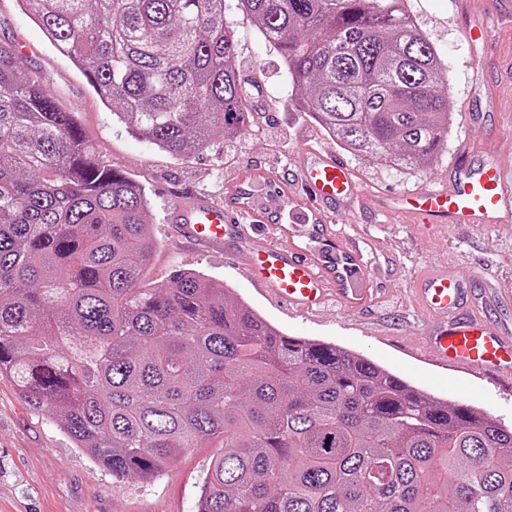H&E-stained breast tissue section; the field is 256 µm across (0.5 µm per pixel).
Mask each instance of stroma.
Segmentation results:
<instances>
[{
	"mask_svg": "<svg viewBox=\"0 0 512 512\" xmlns=\"http://www.w3.org/2000/svg\"><path fill=\"white\" fill-rule=\"evenodd\" d=\"M408 9L447 71L453 118L448 138L423 169L399 171L343 155L359 185L360 202L349 214L313 213L305 221L292 216L304 197L297 169L310 154L336 155L340 148L294 108L278 53L237 0H225L224 15L248 92L249 128L217 139L207 153L187 160L157 150L113 122L82 74L55 51L16 0H0V45L19 54L53 96L77 114L103 164L134 176L147 189V220L158 247L146 282L160 285L175 269H197L224 281L288 335L364 355L436 397L475 406L510 425L512 380L428 363L423 345L428 320L415 307L413 282L437 268L464 272L476 285L474 304L490 307L494 319L512 331V223L430 233L408 224L396 210L367 209L362 201L445 181L460 155L512 158V0H408ZM474 25L485 29V41H470L467 31ZM465 111L478 113V121L460 125ZM257 175L284 191L289 215L261 216L244 204L239 212L245 220L314 255L324 245L341 252L346 241H354L361 268L353 280L364 288V300L351 303L334 293L315 312L285 310L254 285L244 250L205 251L177 237L168 213L183 191L222 203ZM220 446V440H203L151 480L115 477L75 448L46 413L32 409L10 381L0 379V512H197L203 474Z\"/></svg>",
	"mask_w": 512,
	"mask_h": 512,
	"instance_id": "35a3bbf8",
	"label": "stroma"
}]
</instances>
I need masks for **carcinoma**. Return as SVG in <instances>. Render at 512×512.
Masks as SVG:
<instances>
[{"instance_id":"cac0c4a2","label":"carcinoma","mask_w":512,"mask_h":512,"mask_svg":"<svg viewBox=\"0 0 512 512\" xmlns=\"http://www.w3.org/2000/svg\"><path fill=\"white\" fill-rule=\"evenodd\" d=\"M112 116L176 159L250 120L224 0H20ZM352 155L435 160L448 83L407 0H238ZM145 188L0 46V376L116 477L223 440L198 512H512V427L290 336L224 282H142Z\"/></svg>"}]
</instances>
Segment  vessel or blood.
I'll list each match as a JSON object with an SVG mask.
<instances>
[{"label": "vessel or blood", "instance_id": "obj_1", "mask_svg": "<svg viewBox=\"0 0 512 512\" xmlns=\"http://www.w3.org/2000/svg\"><path fill=\"white\" fill-rule=\"evenodd\" d=\"M298 179L305 188L308 209L341 211L357 195V183L342 160L319 156L301 166ZM382 208L397 207L412 224L426 227H488L512 223V180L500 160L463 157L455 161L442 185L400 199H382ZM178 236L207 249L250 243L248 260L258 283L288 309L304 312L329 297L334 272L310 252L276 239L253 242L255 225L242 223L229 206L202 195L182 196L169 215ZM413 292L424 314L442 313L446 322L428 324L424 335L435 366L473 373L512 374V336L490 313L468 307L472 283L456 273L441 271L421 277Z\"/></svg>", "mask_w": 512, "mask_h": 512}]
</instances>
